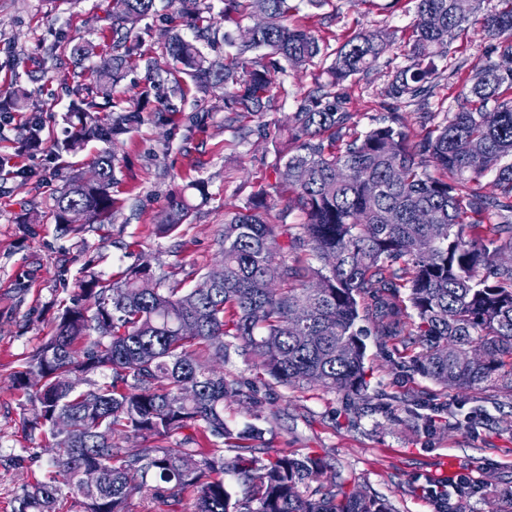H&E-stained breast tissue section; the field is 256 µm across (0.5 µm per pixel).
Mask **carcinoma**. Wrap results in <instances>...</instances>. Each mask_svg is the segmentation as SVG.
Masks as SVG:
<instances>
[{
	"label": "carcinoma",
	"instance_id": "cac0c4a2",
	"mask_svg": "<svg viewBox=\"0 0 512 512\" xmlns=\"http://www.w3.org/2000/svg\"><path fill=\"white\" fill-rule=\"evenodd\" d=\"M416 22L406 54L384 88L396 102L426 105L438 70L435 58L471 25L494 41L492 57L472 71L448 112L417 143L395 112L357 130L336 87L366 75L390 42L384 31H364L334 51L329 78L296 100L288 116L291 138L273 169L288 181L292 206L305 214L298 243L318 260L280 269L282 288L263 277L274 263L277 227L262 212L273 207L264 190L252 193L247 212L224 221V282H199L181 292L155 277L149 265L104 284L90 273L65 309L52 336L15 378L30 390L33 409L23 416L29 432L47 429L56 440L52 466L62 478L26 484L18 512H62L61 486L82 512H392L370 489H347L327 455L295 457L252 441L262 429L224 421V402L247 400L261 417L264 401L203 362H224L230 336L259 361L274 383L342 392L361 400L366 380V328L407 350L422 344L407 367L443 388L461 392L486 386L512 397V0H416ZM112 54L88 69L97 93L143 59L141 43L124 24L148 15L155 0H115ZM290 0H224L223 16L259 21L224 34L235 52L208 59L196 43L175 33L165 42V65L147 61V84L137 109L112 106L107 118L96 103L78 97L69 105L70 135L58 148L76 152L86 142L112 144L127 133L163 84L184 98L224 89V111L260 116L268 111L273 74L285 61L292 70L325 55L311 32L288 25ZM40 124L29 122L20 148L41 143ZM101 180L71 176L57 197L54 221L80 231L112 216L115 157L92 160ZM496 170L497 193L479 184ZM186 195L171 200L163 234L190 216ZM196 325L181 335L183 323ZM280 351L266 349L267 340ZM111 370L112 379L80 389L87 374ZM67 416L69 429L55 427ZM150 434L169 445L125 448L122 440ZM98 470L85 485L81 472Z\"/></svg>",
	"mask_w": 512,
	"mask_h": 512
}]
</instances>
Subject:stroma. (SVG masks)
Here are the masks:
<instances>
[{"instance_id":"stroma-1","label":"stroma","mask_w":512,"mask_h":512,"mask_svg":"<svg viewBox=\"0 0 512 512\" xmlns=\"http://www.w3.org/2000/svg\"><path fill=\"white\" fill-rule=\"evenodd\" d=\"M156 4L155 13L131 22L130 35L140 40L145 58L160 62L168 33L193 38V30L180 22V10L194 7L195 0ZM112 10L111 0H0V100L17 84L30 93L28 109L0 112V512H13L22 487L48 475L54 439L50 432L32 434L23 427L31 402L14 378L52 335L85 272L113 284L130 268L147 264L170 287L190 289L219 266L225 219L261 187L274 200L265 220L278 227L277 262H291L294 252L287 244L304 221L300 210H289V193L272 168L284 141L265 128L283 124L296 100L326 81L325 58L277 76L272 109L260 120L225 111L219 88L206 96L189 91L177 112L140 113L112 145L117 181L111 218L78 234L55 223V201L67 180L90 173V160L101 148L97 142L78 153L54 147L68 134L70 100L85 90L71 48L88 42L111 52ZM414 18V0H324L318 8L303 2L289 23L334 47L366 30L393 33L370 76L339 88L359 130L366 131L395 108L380 91L407 63ZM489 47L480 27L472 26L438 61L440 76L427 107L395 108L412 138L455 110L458 91L486 62ZM33 120L42 127L44 144L18 154L16 143ZM23 170L31 179L20 178ZM196 179L206 183L205 198H194L190 217L176 232L158 235L172 197ZM365 343L369 389L353 408L338 392L269 384L254 357L230 340L225 377L253 386L271 408L257 419L247 403L231 398L224 403L225 420L235 427L258 423L264 448L288 455L325 451L349 485L369 487L394 512H436L426 496L428 482L466 469L479 490L461 501L463 512H491L502 491L512 487V429L503 424L512 416V399L491 389L442 388L401 368V352L381 337H366ZM441 420L451 421V430L436 429ZM9 455L24 456V467L4 465Z\"/></svg>"}]
</instances>
